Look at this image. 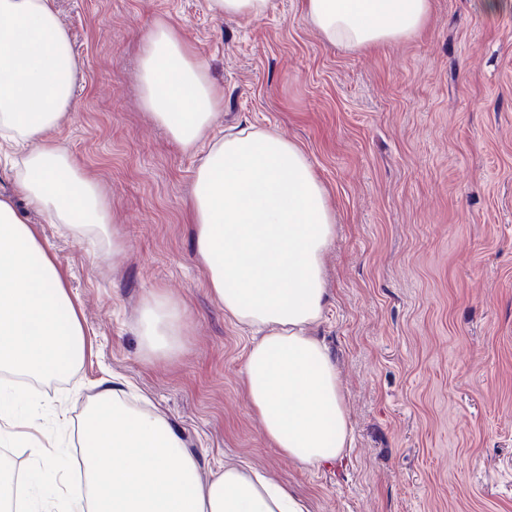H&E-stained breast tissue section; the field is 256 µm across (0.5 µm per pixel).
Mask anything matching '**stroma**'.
Wrapping results in <instances>:
<instances>
[{"label":"stroma","instance_id":"obj_1","mask_svg":"<svg viewBox=\"0 0 512 512\" xmlns=\"http://www.w3.org/2000/svg\"><path fill=\"white\" fill-rule=\"evenodd\" d=\"M79 58L52 136L99 189L120 257L42 223L81 314V366L41 381L32 431L67 424L72 456L96 394L134 381L203 469L246 460L311 512H512V7L431 0L416 36L326 44L301 0L255 19L209 0H56ZM169 24L222 93L211 129L278 131L336 212L317 330L336 361L354 444L301 468L264 439L242 386L249 338L224 316L186 204L200 154L145 109L140 60ZM153 291L183 303L185 346L146 360L134 319Z\"/></svg>","mask_w":512,"mask_h":512}]
</instances>
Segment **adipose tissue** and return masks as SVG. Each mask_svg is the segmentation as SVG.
<instances>
[{
    "label": "adipose tissue",
    "mask_w": 512,
    "mask_h": 512,
    "mask_svg": "<svg viewBox=\"0 0 512 512\" xmlns=\"http://www.w3.org/2000/svg\"><path fill=\"white\" fill-rule=\"evenodd\" d=\"M332 45L362 49L418 34L430 0H303ZM77 60L54 0H0V152L14 155V195H0V370L41 379L82 361L86 338L48 242L16 209L20 196L50 223L121 252L111 212L48 133L69 112ZM145 108L184 151L208 144L187 212L209 291L250 330L244 388L267 442L304 468L351 446L341 386L315 334L328 301L324 256L336 234L327 190L305 152L246 126L210 141L220 92L168 25L156 24L140 64ZM186 313L159 292L135 325L147 357L183 347ZM21 389L0 384V446L27 449V512H310L305 499L250 465L200 474L163 416L131 406L122 382L103 388L83 421L81 456L28 435ZM85 478H68L72 465Z\"/></svg>",
    "instance_id": "obj_1"
}]
</instances>
